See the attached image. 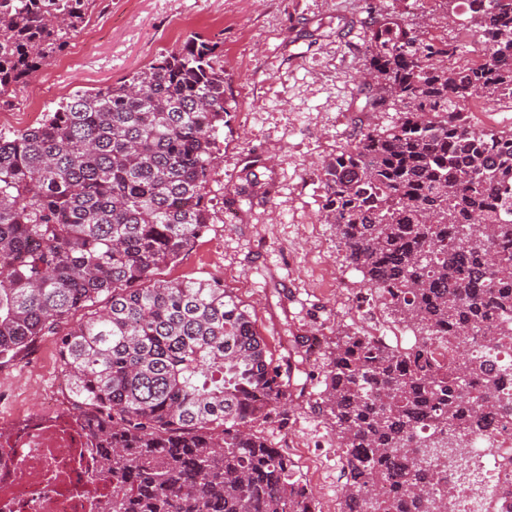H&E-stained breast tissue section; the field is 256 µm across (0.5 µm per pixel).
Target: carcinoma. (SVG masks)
<instances>
[{
  "instance_id": "1",
  "label": "carcinoma",
  "mask_w": 512,
  "mask_h": 512,
  "mask_svg": "<svg viewBox=\"0 0 512 512\" xmlns=\"http://www.w3.org/2000/svg\"><path fill=\"white\" fill-rule=\"evenodd\" d=\"M479 66L381 17L375 92L406 110L322 166L345 262L415 338L339 336L322 403L346 478L338 512H453L448 447L512 422V129L463 106L512 102V0H472ZM96 0H0V105L84 28ZM220 43L187 37L115 84L0 130V368L52 337L73 410L112 480L96 512H316L254 424L290 380L248 305L216 280H161L210 228L224 107ZM431 429L425 437L418 430Z\"/></svg>"
}]
</instances>
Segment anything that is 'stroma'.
Wrapping results in <instances>:
<instances>
[{
    "label": "stroma",
    "mask_w": 512,
    "mask_h": 512,
    "mask_svg": "<svg viewBox=\"0 0 512 512\" xmlns=\"http://www.w3.org/2000/svg\"><path fill=\"white\" fill-rule=\"evenodd\" d=\"M381 15L436 42L461 39L466 21L443 0H98L82 31L0 108V128L33 127L75 91L129 78L192 34L221 39L229 115L207 187L212 224L160 276L222 280L255 313L274 363L288 338L320 337L284 405L259 429L323 498H342L344 485L336 429L318 409L329 353L338 336L394 327L321 217L323 161L403 110L372 111L359 92L364 31ZM251 169L260 181L249 188ZM64 390L55 346L42 341L0 369V426L16 407Z\"/></svg>",
    "instance_id": "1"
}]
</instances>
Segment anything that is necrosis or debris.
Segmentation results:
<instances>
[{
  "label": "necrosis or debris",
  "mask_w": 512,
  "mask_h": 512,
  "mask_svg": "<svg viewBox=\"0 0 512 512\" xmlns=\"http://www.w3.org/2000/svg\"><path fill=\"white\" fill-rule=\"evenodd\" d=\"M16 420L28 430L0 445V512H94L97 494L111 487L87 480L81 470L79 458L91 457L92 451L73 413L49 396ZM457 452L473 465L454 481L452 500L458 512H487L494 490L512 483V469L500 465L502 455L512 452V424L498 428L490 443L472 436Z\"/></svg>",
  "instance_id": "necrosis-or-debris-1"
}]
</instances>
